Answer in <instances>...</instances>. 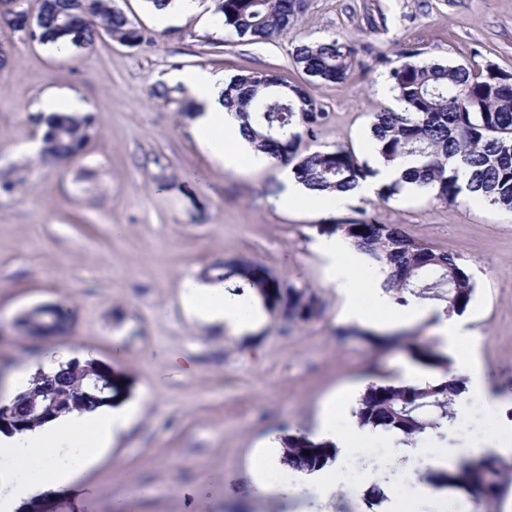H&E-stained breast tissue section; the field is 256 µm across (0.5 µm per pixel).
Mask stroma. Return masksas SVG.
<instances>
[{"instance_id":"stroma-1","label":"stroma","mask_w":512,"mask_h":512,"mask_svg":"<svg viewBox=\"0 0 512 512\" xmlns=\"http://www.w3.org/2000/svg\"><path fill=\"white\" fill-rule=\"evenodd\" d=\"M115 4L146 44L101 34L64 61L0 20V367L62 352L107 362L114 397L141 407L112 447L25 512H377L346 489L329 504L313 489L269 496L253 474L266 439L316 435L335 394L397 378L411 359L341 321L344 297L312 244L330 225L374 218L460 256L476 284L467 349L503 415L512 409V211L420 192L387 203L359 196L327 213L280 209L277 167L225 171L195 142L183 90L165 99L153 90L170 70L197 67L227 76L270 67L299 83L295 46L339 39L357 65L345 84L309 85L327 114L309 147L344 144L370 163L374 113L399 106L382 90L381 58L416 47L428 60L512 72V0H303L295 25L261 42L217 31L213 0L163 29L144 0ZM50 91L81 99L92 120L84 148L56 164L29 149L45 133L35 105ZM233 260L308 287L320 313L291 321L271 311L235 335L199 324L183 281L223 280ZM50 304L72 312L65 334L18 328L24 312Z\"/></svg>"}]
</instances>
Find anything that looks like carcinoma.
I'll use <instances>...</instances> for the list:
<instances>
[{
	"label": "carcinoma",
	"instance_id": "1",
	"mask_svg": "<svg viewBox=\"0 0 512 512\" xmlns=\"http://www.w3.org/2000/svg\"><path fill=\"white\" fill-rule=\"evenodd\" d=\"M83 8L93 22L79 43H91L101 31L128 46L147 41L112 0H40L37 16L43 20L45 39L61 40L57 34L61 18ZM215 14L224 30L252 41L288 29L297 18L294 0H215ZM422 54L420 49L405 48L393 60H380L388 66L403 111L374 114L371 138L377 155L385 164L402 168L400 178L377 189L378 199L389 202L409 181L442 204H454L463 195L512 210V77L491 63L443 64L423 60ZM292 59L306 75L317 71L314 81L334 85L345 83L356 65L355 51L337 38L302 43ZM270 77L280 79L273 70L242 69L229 78L222 93L224 108L242 120L257 150L293 164L297 179L320 191L351 189L374 175L344 144L299 152L304 140L314 138L326 113L301 85H290L288 96L272 103L267 88ZM46 126L41 156L55 162L84 148L92 122L88 116L51 115ZM329 232L343 236L381 269L382 287L398 304L407 303L409 297H437L446 301L448 312L461 313L474 298L475 283L460 257L433 249L396 224L347 221L331 225ZM224 269V280L231 281L228 290L238 295L254 291L271 311L285 301L303 321L319 312L313 292L293 285L281 287L257 262L240 261ZM394 342L424 366L442 371V376L425 386L368 385L354 410L358 425L393 432L410 446L429 430L444 437L440 429L455 417L464 379L450 375L448 357L418 333L399 335ZM286 448L288 466L309 473L323 469L339 454L331 442L308 436L288 437ZM427 481L467 495L476 490L475 500L491 512L512 487V457L468 460L453 471L428 476Z\"/></svg>",
	"mask_w": 512,
	"mask_h": 512
}]
</instances>
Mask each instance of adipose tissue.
<instances>
[{
    "mask_svg": "<svg viewBox=\"0 0 512 512\" xmlns=\"http://www.w3.org/2000/svg\"><path fill=\"white\" fill-rule=\"evenodd\" d=\"M173 82L182 84L195 103L197 115L191 132L212 158L223 164L225 170L241 173L265 168L266 154L254 150L245 136L240 121L227 112L222 103L224 80L205 69L172 73ZM378 174L355 190L322 192L308 188L299 181L293 169H285L279 179L284 189L279 195L280 206L333 211L342 208L353 196L368 195L383 182L398 179L399 167L377 163ZM314 249L323 258L328 281L345 298V316L367 328L380 329L399 326L429 317L433 310L419 303L398 308L377 282L358 285L354 274L355 255L347 240L339 235L317 241ZM186 307L195 318L205 324L221 323L234 333H242L261 325L265 311L259 297H251L248 305H241L220 283L186 281ZM454 374L468 377L466 392L457 405L454 442L438 452L435 464L455 468L462 461L494 452L512 453L494 434L473 439L465 434L471 405H489L490 399L474 370L472 357L459 358ZM135 415L134 408L101 407L91 412H74L60 417L35 430L23 434L0 432V512H18L26 501L40 493L69 483L74 464L62 458L63 452L102 450L110 447L123 433Z\"/></svg>",
    "mask_w": 512,
    "mask_h": 512,
    "instance_id": "ef3b65f1",
    "label": "adipose tissue"
}]
</instances>
